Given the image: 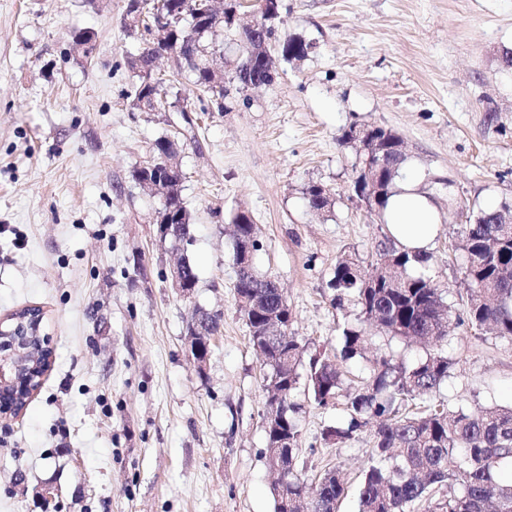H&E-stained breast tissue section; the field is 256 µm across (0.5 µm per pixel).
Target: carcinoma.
I'll use <instances>...</instances> for the list:
<instances>
[{"label":"carcinoma","mask_w":512,"mask_h":512,"mask_svg":"<svg viewBox=\"0 0 512 512\" xmlns=\"http://www.w3.org/2000/svg\"><path fill=\"white\" fill-rule=\"evenodd\" d=\"M203 0H163L161 9L172 19L171 41L183 42V68L194 87L209 92L208 41L189 37L188 27L195 14L206 7ZM130 36L142 41V63L128 62L136 77L127 97L131 106L145 110L154 83L163 82L146 69L155 53L158 31L146 26H124ZM313 44L289 38L281 45L282 56L301 60ZM407 162L403 150L387 156L380 181L384 191L378 198L379 215H384L395 178ZM309 208L320 213L331 206L330 193L321 184L305 190ZM173 213V223L190 233L189 214L177 188L160 212ZM467 256V320L477 330H491L512 340V224L498 223L495 209H481L473 223L458 231ZM429 257L411 255L392 244L382 243L375 252L372 270H362L351 256L337 261L330 288L336 291L333 304L342 309L351 302L364 321L392 339H430L438 344L448 340L452 317L442 293L433 281L408 272ZM241 295L253 294L264 303L262 311L277 312L293 322L286 297L273 287L267 275L253 272L238 280ZM259 312H245L249 338L263 350V388L270 394L288 390V401L278 408L281 429L288 432V452L275 448L277 438L266 435V457L272 475L271 486L282 488L275 512H338L348 487L339 469L325 471L314 484L297 473L298 423L301 404L294 400L298 388L297 369L306 346L296 336H259L263 322ZM368 337L354 327L343 328L339 357L349 360L365 355ZM451 362L437 349L409 363L392 354L375 362L369 382L346 397L348 419L327 427L324 440L344 442L376 422L373 451L358 487L360 512H407L420 505L423 512H512V406L474 408L430 404L420 412H406V404L426 399L448 378ZM340 374L335 358L325 351L309 357L307 392L320 406L335 403L340 393Z\"/></svg>","instance_id":"obj_1"}]
</instances>
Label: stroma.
<instances>
[{
    "mask_svg": "<svg viewBox=\"0 0 512 512\" xmlns=\"http://www.w3.org/2000/svg\"><path fill=\"white\" fill-rule=\"evenodd\" d=\"M127 0H0V317L40 307L52 359L24 412L0 418V512H274L264 454L263 365L235 292L232 220L247 213L253 261L275 277L308 353L335 351L344 323L363 328L368 359L338 361L342 390L369 377L384 347L413 360L424 345L386 341L353 304L333 308L337 261L369 267L386 224L353 191L360 167L345 130L396 131L439 211L423 271L453 318L451 406L512 404V342L465 325V255L456 234L473 208L512 204V0H278L270 43L278 78L223 105L189 82L163 112L126 98L139 43ZM92 32L91 59L73 36ZM313 43L301 61L279 46ZM173 142L198 284L172 288L175 259L156 222L162 201L135 172ZM329 189L311 211L308 184ZM220 330L198 366L195 308ZM299 460L308 477L342 466L350 484L370 432L340 445L299 388Z\"/></svg>",
    "mask_w": 512,
    "mask_h": 512,
    "instance_id": "35a3bbf8",
    "label": "stroma"
}]
</instances>
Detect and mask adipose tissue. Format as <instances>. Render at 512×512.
Instances as JSON below:
<instances>
[{"instance_id":"obj_1","label":"adipose tissue","mask_w":512,"mask_h":512,"mask_svg":"<svg viewBox=\"0 0 512 512\" xmlns=\"http://www.w3.org/2000/svg\"><path fill=\"white\" fill-rule=\"evenodd\" d=\"M390 237L410 254H426L438 232L439 214L432 200L420 189V176L406 169L396 180L385 210Z\"/></svg>"}]
</instances>
